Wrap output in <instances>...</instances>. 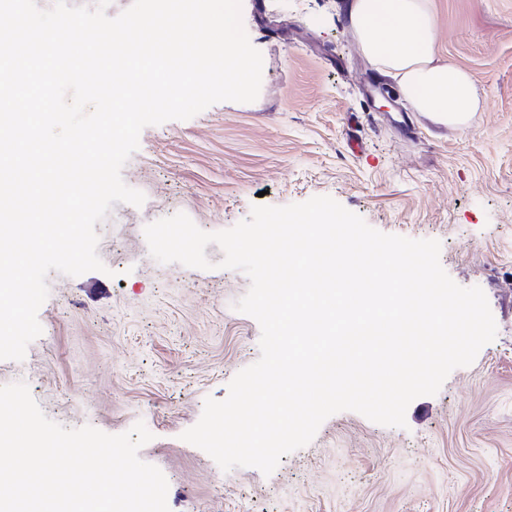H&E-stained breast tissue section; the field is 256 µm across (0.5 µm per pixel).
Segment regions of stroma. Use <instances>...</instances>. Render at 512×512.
<instances>
[{"label":"stroma","mask_w":512,"mask_h":512,"mask_svg":"<svg viewBox=\"0 0 512 512\" xmlns=\"http://www.w3.org/2000/svg\"><path fill=\"white\" fill-rule=\"evenodd\" d=\"M437 55L466 69L483 109L464 133L430 129L378 75L343 19L344 0H241L263 57L250 103L145 127L122 169L144 193L95 226L105 272H50L41 336L0 360L43 413L108 434L144 423L170 512H512V0H432ZM329 196L374 229L436 239L447 274L480 287L497 325L474 362L413 400L402 428L330 416L271 475L222 471L182 440L206 398L260 357L258 322L235 310L238 270L162 264L146 225L187 214L229 229L255 206Z\"/></svg>","instance_id":"1"}]
</instances>
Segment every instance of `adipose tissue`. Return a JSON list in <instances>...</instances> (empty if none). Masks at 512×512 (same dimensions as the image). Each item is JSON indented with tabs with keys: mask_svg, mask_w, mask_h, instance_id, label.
<instances>
[{
	"mask_svg": "<svg viewBox=\"0 0 512 512\" xmlns=\"http://www.w3.org/2000/svg\"><path fill=\"white\" fill-rule=\"evenodd\" d=\"M345 19L367 61L415 112L463 131L483 105L469 72L436 54L431 0H346Z\"/></svg>",
	"mask_w": 512,
	"mask_h": 512,
	"instance_id": "ef3b65f1",
	"label": "adipose tissue"
}]
</instances>
